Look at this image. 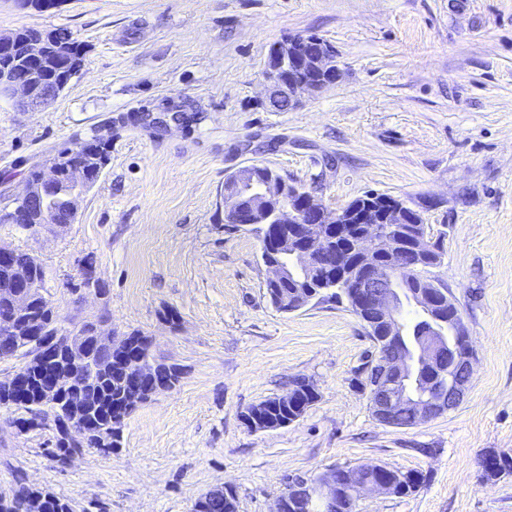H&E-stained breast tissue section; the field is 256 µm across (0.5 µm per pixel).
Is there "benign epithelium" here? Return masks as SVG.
I'll use <instances>...</instances> for the list:
<instances>
[{
    "label": "benign epithelium",
    "instance_id": "1",
    "mask_svg": "<svg viewBox=\"0 0 512 512\" xmlns=\"http://www.w3.org/2000/svg\"><path fill=\"white\" fill-rule=\"evenodd\" d=\"M13 53V40L0 36V56L8 57V62L0 63V96L15 100L20 112L50 106L64 90L67 80H48L43 68L47 61L60 58L67 50L52 38L39 35L26 42L24 62L15 61ZM337 72L336 51L327 41L308 36L281 38L269 47L263 103L270 109L278 105L286 110L293 108L300 94H312L333 84ZM59 177L60 158L54 156L46 163V169L40 170L39 182L26 185L20 203H38L42 188ZM407 208V204L399 201L386 211L383 220L372 204L332 212L315 191L291 184L258 164L240 168L224 183V223L257 231L268 284L278 286L285 281L290 265L305 283L324 270L329 273V280L322 279L318 285L343 291L367 332L382 337L374 360L367 366V380L372 416L383 425L398 423L405 408L420 422L453 409L465 395L473 367L470 336L452 296L423 276V255L431 250L427 227H422L416 236L410 255L397 251L385 235L384 225L402 223ZM412 279L420 284V288L410 293L418 308L428 307V300L435 297H442L452 305L446 320L437 310L429 311L427 317L431 326L448 322L451 339L430 340L414 356L395 344V336L402 331V285ZM9 298L12 316L0 321L3 336L16 332L17 324L26 320L30 308L23 289H11ZM315 298V288H303L286 301V312H297ZM82 326L79 322L46 340L43 331L29 328V345L23 346L25 361L36 366L42 378V392L49 400L80 386L83 374L79 367L88 365L94 370H105L117 364L111 351L128 341L126 336H116L99 327L95 340L88 343L81 336ZM442 364L457 374V381L441 384L436 373L428 381L429 393L416 395L410 390L414 375L424 369L437 370ZM162 389L164 386L149 360L134 363L125 390L126 411ZM289 407L294 411L290 420L271 419L274 410ZM83 411L82 406L75 404L69 408V418L54 420L62 442L81 446L93 439L99 448L118 442L123 418L113 417L110 430L96 429L79 421ZM268 412L262 418L259 411L248 410L243 415L244 424L254 432L275 430L297 421L305 409L297 407L296 391L292 390L275 398L268 405ZM371 469L375 477L363 482L351 477L343 467L329 469L312 479L291 478L277 499L274 512H313L316 502L323 504L326 512H346L363 496L394 494L395 483L386 477L391 468L379 464Z\"/></svg>",
    "mask_w": 512,
    "mask_h": 512
}]
</instances>
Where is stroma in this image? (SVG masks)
Returning a JSON list of instances; mask_svg holds the SVG:
<instances>
[{
    "mask_svg": "<svg viewBox=\"0 0 512 512\" xmlns=\"http://www.w3.org/2000/svg\"><path fill=\"white\" fill-rule=\"evenodd\" d=\"M21 28L68 29L83 58L48 108L0 98V215L58 149L98 133L109 160L75 223L37 234L0 222V246L42 262L62 328L105 316L117 335L152 337L182 375L137 406L112 455L88 449L65 469L46 454L53 423L21 432L0 409V494L20 473L76 512H190L228 485L238 512H273L289 477L382 464L425 481L356 512H512V472L488 481L478 466L489 449L512 456V0H0V34ZM298 34L335 48L339 76L269 111V46ZM169 102L188 105L182 122L141 121ZM248 164L332 211L370 190L401 198L443 235L429 276L473 349L457 407L380 424L358 317L271 305L259 240L224 227V180ZM88 258L105 295L79 287ZM301 378L319 397L299 420L246 428L249 407Z\"/></svg>",
    "mask_w": 512,
    "mask_h": 512,
    "instance_id": "35a3bbf8",
    "label": "stroma"
}]
</instances>
